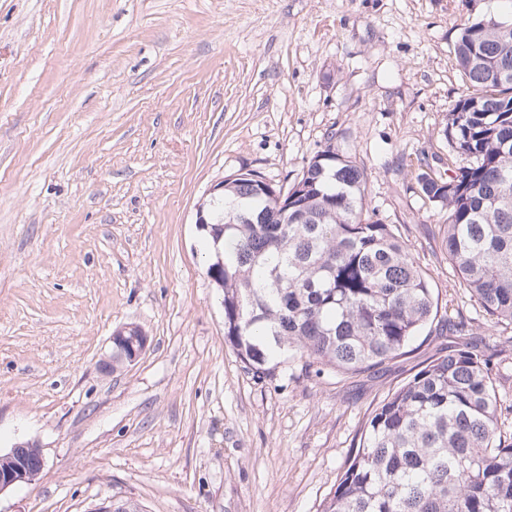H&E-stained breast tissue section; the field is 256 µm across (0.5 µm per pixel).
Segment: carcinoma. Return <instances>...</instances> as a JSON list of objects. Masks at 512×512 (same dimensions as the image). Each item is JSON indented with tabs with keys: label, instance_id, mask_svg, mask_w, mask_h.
Listing matches in <instances>:
<instances>
[{
	"label": "carcinoma",
	"instance_id": "obj_1",
	"mask_svg": "<svg viewBox=\"0 0 512 512\" xmlns=\"http://www.w3.org/2000/svg\"><path fill=\"white\" fill-rule=\"evenodd\" d=\"M468 93L448 112V172L418 175L446 214L442 246L493 324L512 325V17L459 24ZM367 173L328 146L288 189V222L246 179L203 210L208 276L223 292L224 340L243 368L276 376L299 361L355 374L412 350L432 321L454 345L369 412L320 512H512V403L469 325L438 302L391 224L364 208Z\"/></svg>",
	"mask_w": 512,
	"mask_h": 512
}]
</instances>
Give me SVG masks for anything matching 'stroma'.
I'll use <instances>...</instances> for the list:
<instances>
[{"label": "stroma", "mask_w": 512, "mask_h": 512, "mask_svg": "<svg viewBox=\"0 0 512 512\" xmlns=\"http://www.w3.org/2000/svg\"><path fill=\"white\" fill-rule=\"evenodd\" d=\"M503 0H0V452L38 442L0 512H319L389 390L451 339L357 375L271 379L224 342L197 211L225 177L292 185L326 145L368 175L440 307L470 321L512 398V326H490L417 181L448 167L466 88L460 16ZM149 337L105 373L118 327Z\"/></svg>", "instance_id": "35a3bbf8"}]
</instances>
